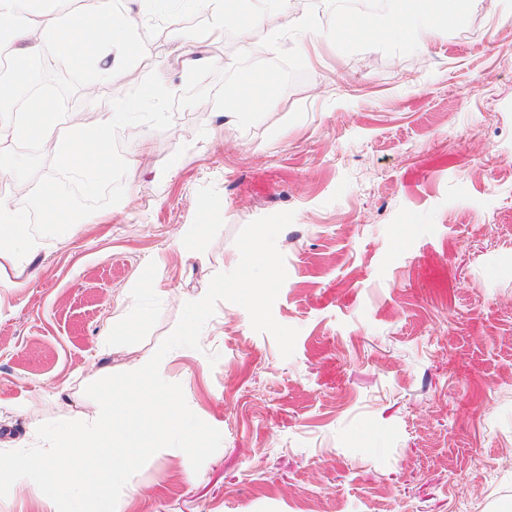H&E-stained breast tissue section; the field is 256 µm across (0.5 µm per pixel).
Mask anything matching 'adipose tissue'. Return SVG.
Masks as SVG:
<instances>
[{
	"instance_id": "ef3b65f1",
	"label": "adipose tissue",
	"mask_w": 512,
	"mask_h": 512,
	"mask_svg": "<svg viewBox=\"0 0 512 512\" xmlns=\"http://www.w3.org/2000/svg\"><path fill=\"white\" fill-rule=\"evenodd\" d=\"M58 0H0V36L24 67L15 77L24 86L43 69L48 57L94 70L101 79L136 70L133 32L137 17L116 16L112 0H96V14H60ZM436 24L429 0H387L384 7L359 12L357 21L343 26L340 36L349 41L368 34L388 39L425 42ZM137 103L122 100L100 113L92 124L64 118L52 99L43 97L23 111L0 113V172H22L23 160L14 152L20 143L44 142L52 147L59 165L80 172L87 193H95L112 172L107 134L126 127ZM39 243L30 231L27 212L0 199V256L33 255Z\"/></svg>"
}]
</instances>
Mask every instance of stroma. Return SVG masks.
Instances as JSON below:
<instances>
[{"label":"stroma","mask_w":512,"mask_h":512,"mask_svg":"<svg viewBox=\"0 0 512 512\" xmlns=\"http://www.w3.org/2000/svg\"><path fill=\"white\" fill-rule=\"evenodd\" d=\"M230 5L262 11L252 41L225 30L200 47L212 66L190 72L172 35L209 28L211 8L115 0L139 18L156 93L116 75L78 107L137 101L136 136L113 128L117 164L92 195L30 158L34 191L70 202L73 234L59 246L32 200L40 256L0 259V443L94 421L86 385L148 361L184 303L235 268L237 233L291 211L273 315L299 331L293 356L219 302L200 349L172 350L162 369L222 443L197 472L182 450L157 452L119 512H512V0H459L423 45L372 36L341 50L334 0ZM299 16L325 33L323 64L275 42ZM251 69L255 113L226 123ZM175 155L179 172L162 175ZM203 222L186 255L182 232ZM142 308L148 320L126 328ZM210 224H192L181 235L180 247L187 253H194L210 231Z\"/></svg>","instance_id":"1"}]
</instances>
